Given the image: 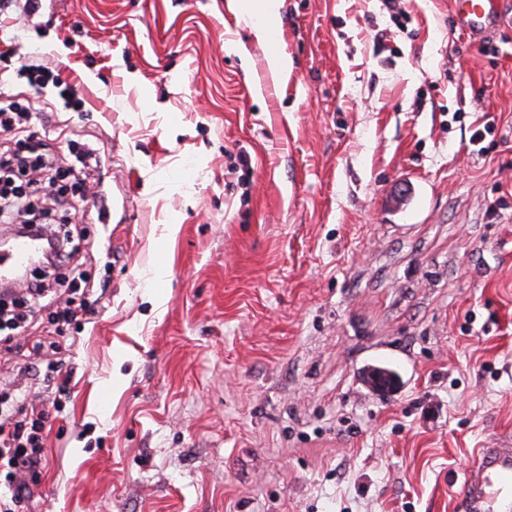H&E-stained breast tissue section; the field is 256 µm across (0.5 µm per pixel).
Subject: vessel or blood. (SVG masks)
Listing matches in <instances>:
<instances>
[{
	"mask_svg": "<svg viewBox=\"0 0 512 512\" xmlns=\"http://www.w3.org/2000/svg\"><path fill=\"white\" fill-rule=\"evenodd\" d=\"M460 28L481 35L497 21L496 0H453ZM35 249L20 241L0 253V272H15ZM456 512H512V440L478 449L453 494Z\"/></svg>",
	"mask_w": 512,
	"mask_h": 512,
	"instance_id": "obj_1",
	"label": "vessel or blood"
}]
</instances>
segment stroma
Segmentation results:
<instances>
[{
  "instance_id": "35a3bbf8",
  "label": "stroma",
  "mask_w": 512,
  "mask_h": 512,
  "mask_svg": "<svg viewBox=\"0 0 512 512\" xmlns=\"http://www.w3.org/2000/svg\"><path fill=\"white\" fill-rule=\"evenodd\" d=\"M224 3L0 22L32 139L64 131L125 190L122 222L67 215L83 278L43 276L95 319L0 335L17 418L56 407L24 512H452L476 449L512 438V0L477 42L452 0H281V81ZM46 62L57 85L22 77ZM371 364L401 385L372 391Z\"/></svg>"
}]
</instances>
